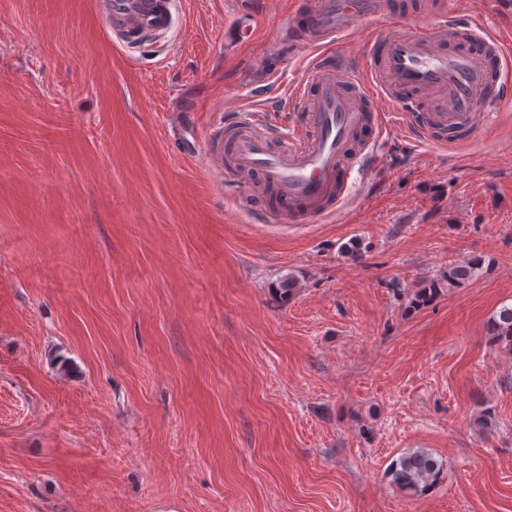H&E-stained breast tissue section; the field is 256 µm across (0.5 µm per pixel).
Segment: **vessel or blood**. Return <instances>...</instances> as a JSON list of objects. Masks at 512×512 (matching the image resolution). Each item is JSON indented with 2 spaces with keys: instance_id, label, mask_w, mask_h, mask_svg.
Listing matches in <instances>:
<instances>
[{
  "instance_id": "vessel-or-blood-1",
  "label": "vessel or blood",
  "mask_w": 512,
  "mask_h": 512,
  "mask_svg": "<svg viewBox=\"0 0 512 512\" xmlns=\"http://www.w3.org/2000/svg\"><path fill=\"white\" fill-rule=\"evenodd\" d=\"M460 2V10L416 25L392 0H299L303 20L285 39L311 59L281 108L300 110V123L279 133L266 105H256L232 120L225 144H208V157L226 164L229 178H259L281 212L301 223L344 212L352 172L375 166L393 119L427 140L487 131L492 108L512 100V45L484 26L487 0ZM101 7L113 42L132 52L172 26L171 0ZM343 36L352 54L331 59Z\"/></svg>"
}]
</instances>
